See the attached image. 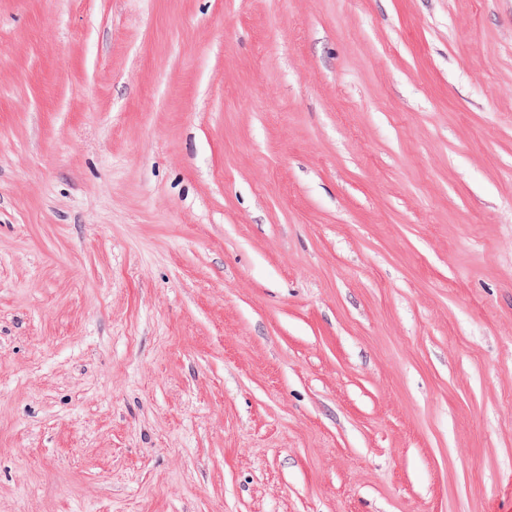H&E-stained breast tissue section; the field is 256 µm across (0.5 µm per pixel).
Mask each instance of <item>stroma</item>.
Returning <instances> with one entry per match:
<instances>
[{
    "mask_svg": "<svg viewBox=\"0 0 512 512\" xmlns=\"http://www.w3.org/2000/svg\"><path fill=\"white\" fill-rule=\"evenodd\" d=\"M0 512H512V0H0Z\"/></svg>",
    "mask_w": 512,
    "mask_h": 512,
    "instance_id": "stroma-1",
    "label": "stroma"
}]
</instances>
